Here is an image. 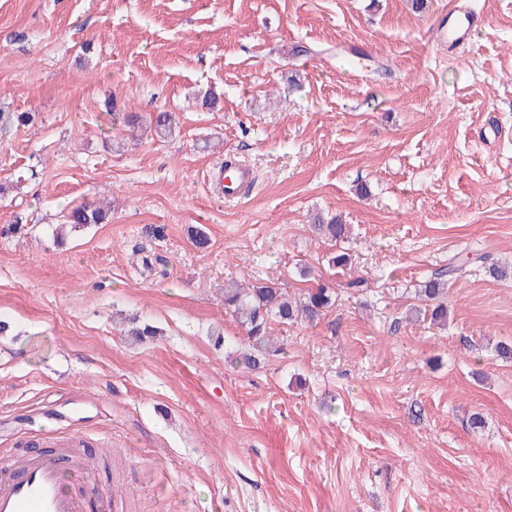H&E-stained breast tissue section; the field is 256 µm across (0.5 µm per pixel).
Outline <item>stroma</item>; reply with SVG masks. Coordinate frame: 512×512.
<instances>
[{
    "label": "stroma",
    "instance_id": "stroma-1",
    "mask_svg": "<svg viewBox=\"0 0 512 512\" xmlns=\"http://www.w3.org/2000/svg\"><path fill=\"white\" fill-rule=\"evenodd\" d=\"M459 7L476 23L437 45ZM110 102L176 125L131 136ZM24 111L0 130V452L80 435L89 512H512V0H0V112ZM228 158L255 175L233 204L204 180ZM464 255L447 325L417 319ZM233 280L335 303L271 323L249 368ZM64 218L65 222L62 226H70L74 230L91 224H103L108 220L107 213L103 209L86 204L71 207Z\"/></svg>",
    "mask_w": 512,
    "mask_h": 512
}]
</instances>
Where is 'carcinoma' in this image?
<instances>
[{"mask_svg":"<svg viewBox=\"0 0 512 512\" xmlns=\"http://www.w3.org/2000/svg\"><path fill=\"white\" fill-rule=\"evenodd\" d=\"M35 116L30 112L0 113V128L7 125L28 126ZM172 129V116L169 112H158L153 117V131L158 136L167 135ZM64 225L73 229L91 224H103L108 220L107 213L93 205H78L68 209L64 215ZM316 228L321 233L337 240L344 236L345 225L336 218L329 220L317 217ZM447 282L433 278L419 289V295L430 303L432 321H444L448 316L447 305L443 300ZM224 306L239 320L253 349L264 351L267 348V327L269 322L281 324L298 321L314 322L332 306V292L320 285L310 289L299 300H292L288 292L275 283L258 284L243 288L236 283L224 286ZM126 335L136 342L159 335L156 327L139 324L132 319L125 330Z\"/></svg>","mask_w":512,"mask_h":512,"instance_id":"cac0c4a2","label":"carcinoma"}]
</instances>
